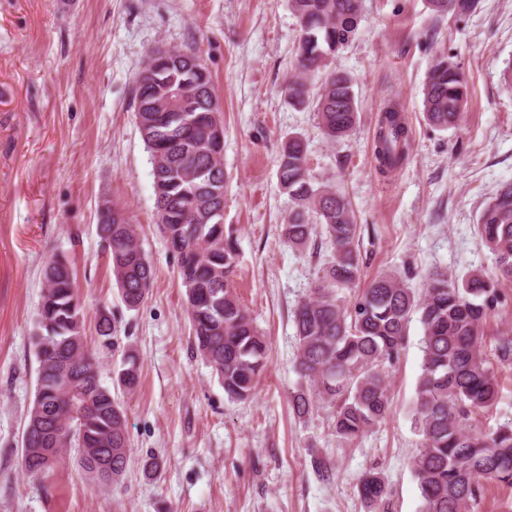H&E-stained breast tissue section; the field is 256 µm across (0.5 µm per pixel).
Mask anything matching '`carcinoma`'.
<instances>
[{
  "label": "carcinoma",
  "mask_w": 512,
  "mask_h": 512,
  "mask_svg": "<svg viewBox=\"0 0 512 512\" xmlns=\"http://www.w3.org/2000/svg\"><path fill=\"white\" fill-rule=\"evenodd\" d=\"M440 14L473 12L476 0H430ZM301 35L298 74L288 82V101L310 107L331 141L344 138L357 121L350 77L331 67L355 36L362 0H289ZM325 73L318 91L310 75ZM468 84L458 65L441 55L423 89L429 124L458 125ZM216 97L211 73L193 48L173 55L149 53L134 92L136 124L153 165L155 194L164 200L157 223L177 259L187 313L198 354L217 376L228 398L249 399L267 357V343L233 292L238 264L236 240L225 234L221 162L224 128L212 110ZM410 134L396 105L381 113L374 155L382 173L408 156ZM279 183L293 201L281 236L298 249L315 245L322 233L330 247L310 295L294 312L301 380L294 396L300 414L317 401L336 407L337 437L363 436L387 416L385 368L398 356L413 314L423 326L422 372L412 406L421 436L411 461L422 499L421 512H478L483 482L512 486V427L492 433L466 428L468 416L498 399L496 374L485 357L480 329L498 301L497 282L474 271L463 279L446 273L425 276L419 291L404 278L382 273L349 302L343 290L360 275L359 236L346 197L314 177L307 144L299 135L281 145ZM111 271L129 308L143 303L153 281L152 267L138 245L136 225L114 209L98 225ZM477 229L496 259L499 276L512 282V182L500 186L482 209ZM75 270L61 256L43 268L44 289L31 336L36 357L35 398L22 439L25 470L41 474L55 463L46 453L74 450L81 468L101 483L124 473L130 447L121 401L100 380V365L89 348L83 306L75 292ZM110 312H99L98 349L119 347ZM140 364L129 352L117 372L119 387L133 390ZM359 493L372 512H390L392 490L375 472L366 473Z\"/></svg>",
  "instance_id": "1"
}]
</instances>
